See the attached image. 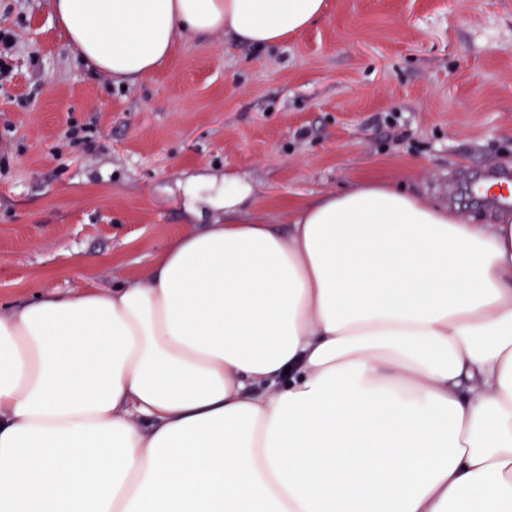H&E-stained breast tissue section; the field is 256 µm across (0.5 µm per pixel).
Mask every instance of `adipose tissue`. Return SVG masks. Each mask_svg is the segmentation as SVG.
<instances>
[{"mask_svg":"<svg viewBox=\"0 0 512 512\" xmlns=\"http://www.w3.org/2000/svg\"><path fill=\"white\" fill-rule=\"evenodd\" d=\"M326 0H54L137 83L187 36L267 47ZM204 223L142 282L0 313V512H512V213L365 179Z\"/></svg>","mask_w":512,"mask_h":512,"instance_id":"adipose-tissue-1","label":"adipose tissue"}]
</instances>
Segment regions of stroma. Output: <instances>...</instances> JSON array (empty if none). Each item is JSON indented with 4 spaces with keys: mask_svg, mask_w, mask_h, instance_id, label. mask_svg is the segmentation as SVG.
Wrapping results in <instances>:
<instances>
[{
    "mask_svg": "<svg viewBox=\"0 0 512 512\" xmlns=\"http://www.w3.org/2000/svg\"><path fill=\"white\" fill-rule=\"evenodd\" d=\"M257 49L179 41L122 86L73 52L51 0H0V312L35 294L144 281L186 227V181L234 172L253 217L364 178L469 223L460 173L512 169V0H326Z\"/></svg>",
    "mask_w": 512,
    "mask_h": 512,
    "instance_id": "35a3bbf8",
    "label": "stroma"
}]
</instances>
